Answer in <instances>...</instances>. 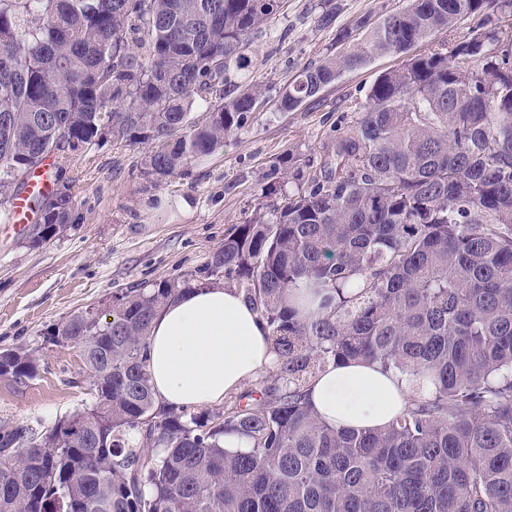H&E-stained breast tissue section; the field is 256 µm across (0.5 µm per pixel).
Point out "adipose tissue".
Wrapping results in <instances>:
<instances>
[{"label":"adipose tissue","instance_id":"1","mask_svg":"<svg viewBox=\"0 0 512 512\" xmlns=\"http://www.w3.org/2000/svg\"><path fill=\"white\" fill-rule=\"evenodd\" d=\"M253 305L221 284L184 293L153 319L150 382L169 406L217 405L271 364L274 355ZM410 389L374 363L331 367L310 384L320 420L345 429L383 427L407 404Z\"/></svg>","mask_w":512,"mask_h":512}]
</instances>
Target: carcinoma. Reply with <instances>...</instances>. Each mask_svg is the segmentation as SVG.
Listing matches in <instances>:
<instances>
[{
    "instance_id": "cac0c4a2",
    "label": "carcinoma",
    "mask_w": 512,
    "mask_h": 512,
    "mask_svg": "<svg viewBox=\"0 0 512 512\" xmlns=\"http://www.w3.org/2000/svg\"><path fill=\"white\" fill-rule=\"evenodd\" d=\"M284 0H0V216L48 158L146 148L176 176L242 130L262 97L241 88L251 37ZM512 0H406L282 91L295 111L344 73L405 54L465 17L470 37L381 73L338 173L231 229L207 263L255 306L270 379L189 412L153 394L148 329L189 277L112 296L53 328L78 348L92 407L42 432L0 425V512H512ZM204 114L191 117L194 109ZM74 203L36 201L34 246ZM325 290L301 315L291 289ZM401 375L408 406L375 430L334 428L308 400L329 367ZM38 351L0 350V377L39 374ZM237 436L245 448L226 451Z\"/></svg>"
}]
</instances>
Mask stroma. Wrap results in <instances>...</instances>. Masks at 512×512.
<instances>
[{
  "label": "stroma",
  "instance_id": "1",
  "mask_svg": "<svg viewBox=\"0 0 512 512\" xmlns=\"http://www.w3.org/2000/svg\"><path fill=\"white\" fill-rule=\"evenodd\" d=\"M405 0H288L259 25L249 74L266 101L220 151L178 176H145L144 150L105 140L89 146L59 177L75 203L74 222L60 237L31 246L27 233L0 223V350H39V374L25 383L0 378V422L36 430L92 404L91 378L76 347L46 343L47 332L71 315L130 288L180 275L205 279V267L227 231L271 211L282 194L311 177L336 174V142L362 116L366 95L402 55H384L343 74L310 104L278 109L288 82L305 66L342 48L338 38L363 34L368 18L400 10ZM331 23H323V15ZM291 157L301 177L281 180V195H265L275 164Z\"/></svg>",
  "mask_w": 512,
  "mask_h": 512
}]
</instances>
